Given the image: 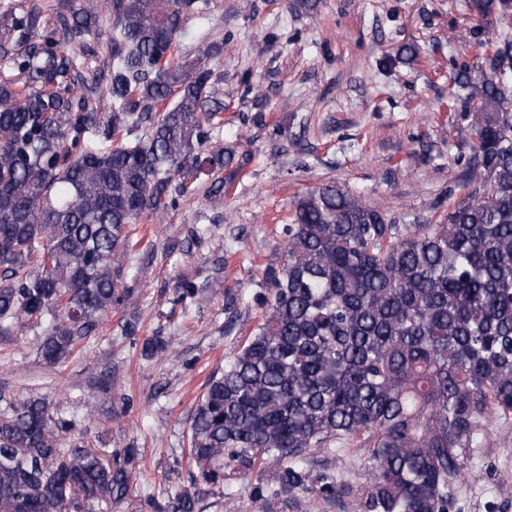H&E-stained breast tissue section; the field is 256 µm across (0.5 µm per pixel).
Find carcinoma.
Wrapping results in <instances>:
<instances>
[{"instance_id": "obj_1", "label": "carcinoma", "mask_w": 512, "mask_h": 512, "mask_svg": "<svg viewBox=\"0 0 512 512\" xmlns=\"http://www.w3.org/2000/svg\"><path fill=\"white\" fill-rule=\"evenodd\" d=\"M206 0H58L55 26L12 17L22 87L0 80V336L45 325L42 360L70 357L129 298V225L175 206L172 182L229 152L213 135V43L193 59L177 36ZM112 14L100 42L98 8ZM479 95L472 177L486 189L439 224H397L337 186L294 202L263 321L213 374L189 416V458L206 483L235 467L290 490L316 448L366 449L360 481H324L358 512H458L471 449L512 419V37L453 77ZM42 397L0 395V512H59L75 495L119 499L126 465L62 447ZM184 490L167 512H200Z\"/></svg>"}]
</instances>
